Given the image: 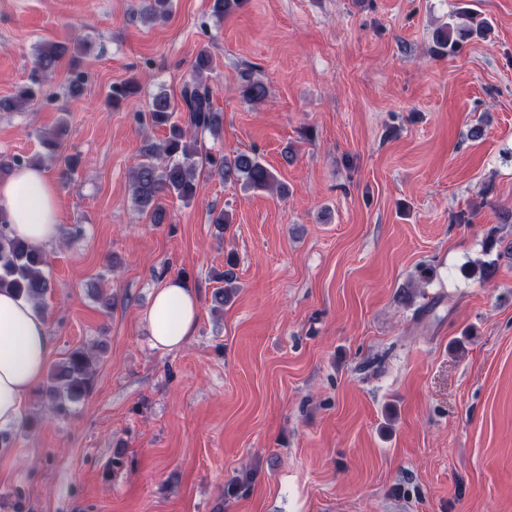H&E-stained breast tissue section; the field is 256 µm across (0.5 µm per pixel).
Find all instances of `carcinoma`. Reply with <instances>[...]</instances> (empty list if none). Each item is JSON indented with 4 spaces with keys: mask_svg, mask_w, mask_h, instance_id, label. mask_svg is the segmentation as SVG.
<instances>
[{
    "mask_svg": "<svg viewBox=\"0 0 512 512\" xmlns=\"http://www.w3.org/2000/svg\"><path fill=\"white\" fill-rule=\"evenodd\" d=\"M170 7L171 0H142L140 14L156 21L166 17ZM471 33L470 29L456 33L449 27L436 31L437 52L445 56L456 51L460 40ZM67 52L68 46L59 43L39 50L28 82L14 96L1 99L0 110H20L42 95L45 82ZM211 70L212 57L202 49L193 65L194 77L181 88L180 107H174L167 94L159 93L153 96L146 114L151 126L168 130L161 143L146 147L143 159L131 174L133 203L141 212L148 213L154 224L165 220L162 204L165 197L174 196L185 204L196 197L202 170L218 175L226 183L241 181L253 189L264 190L276 182L272 172L253 155L238 154L228 158L222 153H203L197 147L195 136L203 132L217 136L223 126V113L214 109L210 88L204 79V74ZM242 80L247 100L258 102L265 98L264 85L252 80L249 71L242 73ZM136 90L137 84L132 81L112 85V106H118ZM9 225L8 212L0 208V290H11L38 309L51 288L44 273L46 255L38 245L11 235ZM215 280L225 286L212 292L211 309L222 311L234 294L231 288L234 272H218ZM100 357L98 346H80L70 350L52 368L42 387V396L52 413L67 414L71 404L91 393Z\"/></svg>",
    "mask_w": 512,
    "mask_h": 512,
    "instance_id": "carcinoma-1",
    "label": "carcinoma"
}]
</instances>
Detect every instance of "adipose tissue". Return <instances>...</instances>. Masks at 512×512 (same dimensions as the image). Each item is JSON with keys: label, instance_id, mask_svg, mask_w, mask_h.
<instances>
[{"label": "adipose tissue", "instance_id": "ef3b65f1", "mask_svg": "<svg viewBox=\"0 0 512 512\" xmlns=\"http://www.w3.org/2000/svg\"><path fill=\"white\" fill-rule=\"evenodd\" d=\"M0 207L13 235L46 244L59 235L60 189L43 169L23 167L0 181ZM155 348L176 351L195 334L198 296L180 279L156 289L144 314ZM52 351L44 314L8 291L0 292V428L18 423L26 395L41 381Z\"/></svg>", "mask_w": 512, "mask_h": 512}]
</instances>
